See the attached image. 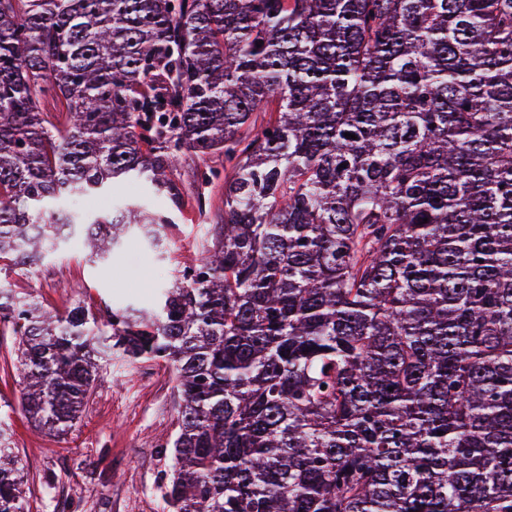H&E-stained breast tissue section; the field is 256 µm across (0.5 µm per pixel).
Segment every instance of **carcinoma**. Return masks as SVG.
Listing matches in <instances>:
<instances>
[{
	"label": "carcinoma",
	"mask_w": 512,
	"mask_h": 512,
	"mask_svg": "<svg viewBox=\"0 0 512 512\" xmlns=\"http://www.w3.org/2000/svg\"><path fill=\"white\" fill-rule=\"evenodd\" d=\"M179 154L224 214L151 306L0 284L34 426L161 360L168 512H512V0H0L1 263L163 250Z\"/></svg>",
	"instance_id": "carcinoma-1"
}]
</instances>
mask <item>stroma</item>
<instances>
[{"instance_id":"1","label":"stroma","mask_w":512,"mask_h":512,"mask_svg":"<svg viewBox=\"0 0 512 512\" xmlns=\"http://www.w3.org/2000/svg\"><path fill=\"white\" fill-rule=\"evenodd\" d=\"M173 174L184 205L174 215L167 253L130 238L107 263L94 264L76 242L54 259L6 274V281L61 312L79 300L150 303L154 289L171 284L175 267L197 264L209 224L198 214L199 187L187 160L176 161ZM20 390L10 347L2 345L0 409L23 465L25 512H58L62 500L79 504V512H168L160 490L170 463L163 447L175 436L178 414L165 363L113 361L63 436L32 425L17 406Z\"/></svg>"}]
</instances>
